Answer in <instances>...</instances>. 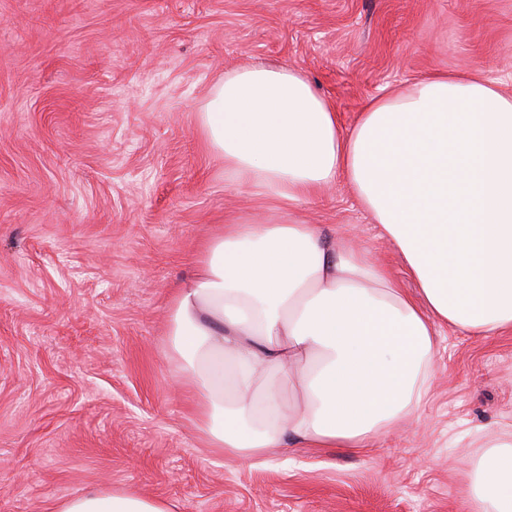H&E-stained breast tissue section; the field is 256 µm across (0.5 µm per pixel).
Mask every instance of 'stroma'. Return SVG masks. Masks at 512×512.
I'll return each instance as SVG.
<instances>
[{"label":"stroma","instance_id":"1","mask_svg":"<svg viewBox=\"0 0 512 512\" xmlns=\"http://www.w3.org/2000/svg\"><path fill=\"white\" fill-rule=\"evenodd\" d=\"M260 65L306 75L345 130L437 69L512 94V0H0V512L91 488L177 512H469L472 460L512 440V330L442 325L424 434L252 462L204 447L166 327L221 225L353 234L416 289L344 182L288 206L225 175L197 114Z\"/></svg>","mask_w":512,"mask_h":512}]
</instances>
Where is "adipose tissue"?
Wrapping results in <instances>:
<instances>
[{
	"mask_svg": "<svg viewBox=\"0 0 512 512\" xmlns=\"http://www.w3.org/2000/svg\"><path fill=\"white\" fill-rule=\"evenodd\" d=\"M198 123L234 183L267 199L345 182L419 291L315 225H224L172 296L167 329L207 447L242 461L290 440L374 447L388 425L422 424L436 324L512 329V95L479 72L437 70L369 99L345 131L301 73L244 67L212 88ZM469 497L475 512H512V444L472 463ZM54 512L173 508L98 489Z\"/></svg>",
	"mask_w": 512,
	"mask_h": 512,
	"instance_id": "adipose-tissue-1",
	"label": "adipose tissue"
}]
</instances>
